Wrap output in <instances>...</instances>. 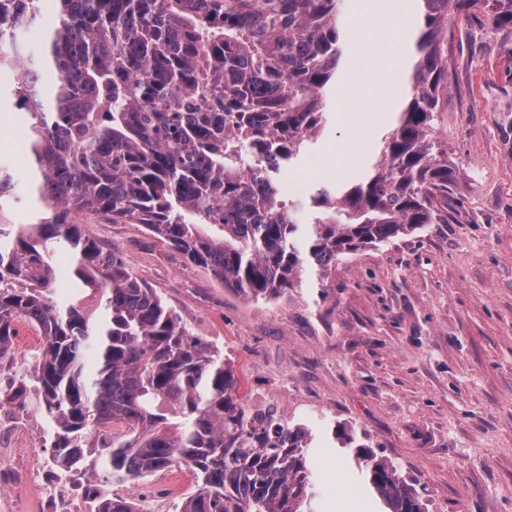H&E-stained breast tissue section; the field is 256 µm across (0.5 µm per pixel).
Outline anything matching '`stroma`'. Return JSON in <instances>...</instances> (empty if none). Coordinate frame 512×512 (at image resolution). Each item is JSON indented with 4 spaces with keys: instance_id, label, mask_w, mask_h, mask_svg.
Segmentation results:
<instances>
[{
    "instance_id": "stroma-1",
    "label": "stroma",
    "mask_w": 512,
    "mask_h": 512,
    "mask_svg": "<svg viewBox=\"0 0 512 512\" xmlns=\"http://www.w3.org/2000/svg\"><path fill=\"white\" fill-rule=\"evenodd\" d=\"M417 12L416 0H343L327 124L277 177L299 223H312L319 188L359 183L394 128L390 117L368 133L365 103L390 49L413 48ZM448 76L436 129L456 172L448 223L306 268L280 295L219 285L143 225L74 217L220 350L241 397L311 431L312 512H384L357 444L415 483L424 512H512V30L478 6L456 15ZM21 132L0 96V159L25 184Z\"/></svg>"
}]
</instances>
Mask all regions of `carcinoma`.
<instances>
[{"label": "carcinoma", "mask_w": 512, "mask_h": 512, "mask_svg": "<svg viewBox=\"0 0 512 512\" xmlns=\"http://www.w3.org/2000/svg\"><path fill=\"white\" fill-rule=\"evenodd\" d=\"M512 28V0H419L413 90L363 182L319 190L299 224L274 180L326 122L342 56L338 0H56L28 52L41 0H0V71L25 125L44 217L0 224V359L15 324L43 336L32 407L52 459L84 466L96 431L112 484L174 466L194 478L180 512H303L311 432L238 394L224 356L191 336L115 246L83 238L78 213L144 225L222 284L275 296L308 266L448 223L455 179L433 135L448 91V19L475 2ZM18 177L0 163V205ZM98 296L101 313L79 295ZM387 512H423L414 486L363 445ZM98 512H135L106 494Z\"/></svg>", "instance_id": "carcinoma-1"}]
</instances>
